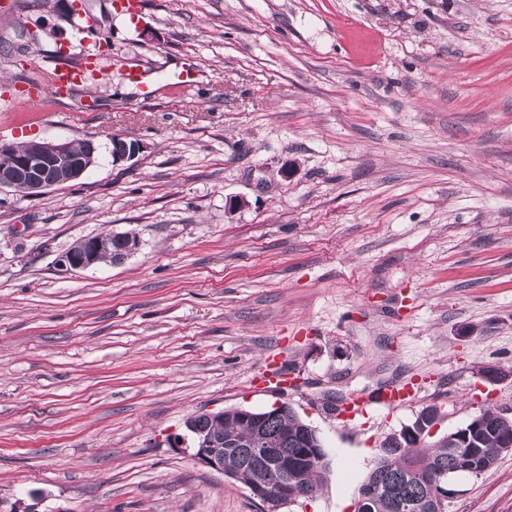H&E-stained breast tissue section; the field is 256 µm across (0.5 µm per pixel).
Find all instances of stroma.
I'll use <instances>...</instances> for the list:
<instances>
[{"label":"stroma","instance_id":"obj_1","mask_svg":"<svg viewBox=\"0 0 512 512\" xmlns=\"http://www.w3.org/2000/svg\"><path fill=\"white\" fill-rule=\"evenodd\" d=\"M68 3L0 0V142L100 148L76 184L0 191V512H260L192 458L185 422L282 400L250 383L272 355L329 461L284 512H354L426 406L437 437L512 416V379L479 375L512 366V0H141L133 21L82 0L111 58L16 105L70 38ZM116 134L146 144L136 163H113ZM124 231L141 247L121 263L56 272ZM410 380L404 407L324 409ZM455 487L448 512H512V451Z\"/></svg>","mask_w":512,"mask_h":512}]
</instances>
